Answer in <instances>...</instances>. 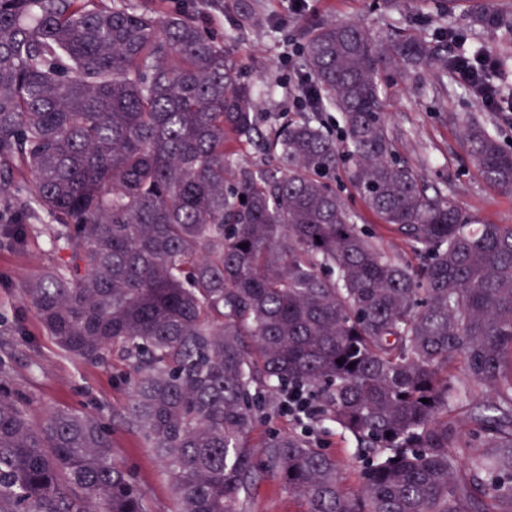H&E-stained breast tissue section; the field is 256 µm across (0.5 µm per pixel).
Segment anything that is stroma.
I'll list each match as a JSON object with an SVG mask.
<instances>
[{"label": "stroma", "instance_id": "35a3bbf8", "mask_svg": "<svg viewBox=\"0 0 512 512\" xmlns=\"http://www.w3.org/2000/svg\"><path fill=\"white\" fill-rule=\"evenodd\" d=\"M251 0H125L136 10L163 8L193 17L217 40H229L241 81L266 85L258 99L264 120L306 116L341 135L339 112L310 114L295 104L298 86L307 77L302 46L307 23H358L371 33L392 36L409 29L435 47L439 61L381 81L384 111L399 134L398 153L424 173L428 182L456 196L468 222L512 224V194L491 188L470 164L461 142V122L477 118L512 150V112L485 111L440 64L448 56L447 33L463 30L469 40L500 58L512 89V0H492L506 24L494 30L471 27L473 0H454L440 10L437 0H307L302 12L290 0H261L259 19H252ZM8 224L0 223V359L11 371L12 386L34 419L59 407L86 412L105 422L112 436V458L131 472L147 512H175L176 501L164 466L134 431L127 414L131 390L124 365L94 366L63 351L46 333L37 312L23 296L24 283L54 266L59 254L51 242L47 218L30 220L24 243H15ZM300 501L281 485L275 473L261 477L244 512H300Z\"/></svg>", "mask_w": 512, "mask_h": 512}]
</instances>
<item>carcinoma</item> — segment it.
Here are the masks:
<instances>
[{
	"label": "carcinoma",
	"instance_id": "cac0c4a2",
	"mask_svg": "<svg viewBox=\"0 0 512 512\" xmlns=\"http://www.w3.org/2000/svg\"><path fill=\"white\" fill-rule=\"evenodd\" d=\"M98 2L0 0V196L24 179L16 237L39 211L53 223L62 257L25 300L65 351L126 362L179 512H243L267 471L302 512H512V224L468 223L382 112V71L430 64L429 43L311 27L307 87L341 145L308 119L260 130L258 88L194 19ZM471 21L504 18L474 0ZM462 143L511 193L512 151L472 118ZM242 144L261 162H234ZM344 162L418 264L354 222ZM10 379L0 361V512H147L97 417L36 423ZM292 388L358 443L356 489L302 434L253 450Z\"/></svg>",
	"mask_w": 512,
	"mask_h": 512
}]
</instances>
